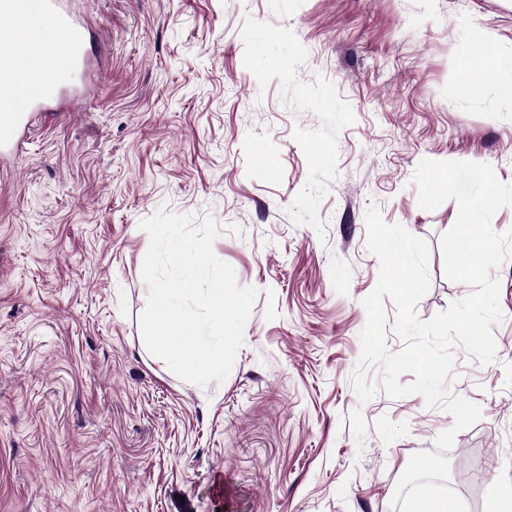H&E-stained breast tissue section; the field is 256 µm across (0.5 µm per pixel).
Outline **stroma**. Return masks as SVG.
I'll list each match as a JSON object with an SVG mask.
<instances>
[{
    "label": "stroma",
    "mask_w": 512,
    "mask_h": 512,
    "mask_svg": "<svg viewBox=\"0 0 512 512\" xmlns=\"http://www.w3.org/2000/svg\"><path fill=\"white\" fill-rule=\"evenodd\" d=\"M95 84L37 120L0 178V512H394L411 456L454 418L352 377L380 262L365 214L428 245L427 320L471 293L419 205L421 160L512 184V103L464 99L476 31L512 67V0H73ZM212 218L215 255L257 296L220 383L181 380L141 334L159 210ZM483 364L448 391L481 409L448 486L468 512L512 488V255ZM454 429V428H453Z\"/></svg>",
    "instance_id": "1"
}]
</instances>
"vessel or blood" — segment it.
<instances>
[{"label":"vessel or blood","mask_w":512,"mask_h":512,"mask_svg":"<svg viewBox=\"0 0 512 512\" xmlns=\"http://www.w3.org/2000/svg\"><path fill=\"white\" fill-rule=\"evenodd\" d=\"M32 12L46 18L50 27L32 41L28 61L0 51V158L22 154L31 118L46 103H55L62 112L79 96V87L61 89L52 84L40 67L42 60H51L59 70L86 81L93 76L86 49L91 25L74 11L72 0H0V41H12L13 22Z\"/></svg>","instance_id":"vessel-or-blood-1"}]
</instances>
